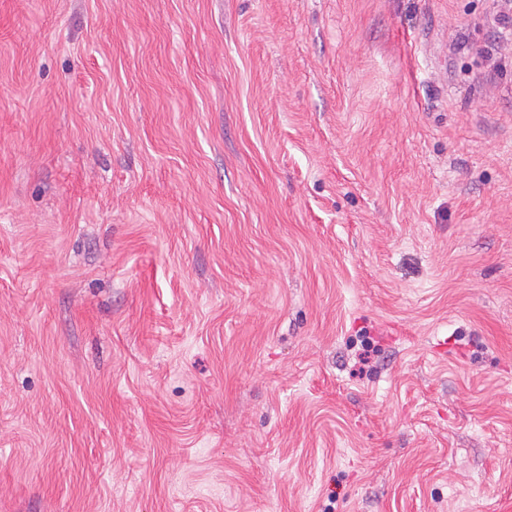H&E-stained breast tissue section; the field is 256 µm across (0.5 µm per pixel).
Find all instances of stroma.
Instances as JSON below:
<instances>
[{"label": "stroma", "mask_w": 512, "mask_h": 512, "mask_svg": "<svg viewBox=\"0 0 512 512\" xmlns=\"http://www.w3.org/2000/svg\"><path fill=\"white\" fill-rule=\"evenodd\" d=\"M0 512H512V0H0Z\"/></svg>", "instance_id": "35a3bbf8"}]
</instances>
